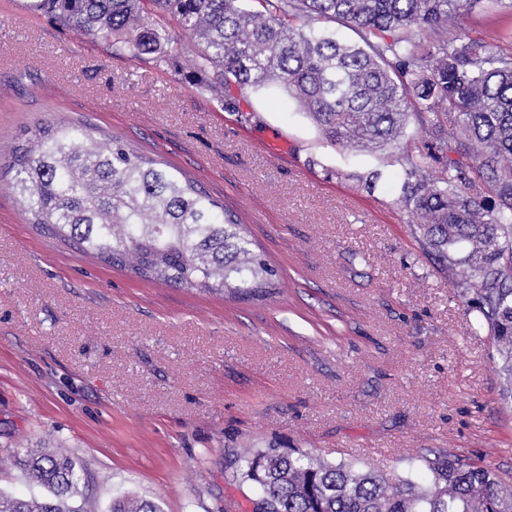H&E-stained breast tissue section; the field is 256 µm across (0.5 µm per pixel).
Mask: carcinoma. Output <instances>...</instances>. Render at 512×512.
<instances>
[{"instance_id":"1","label":"carcinoma","mask_w":512,"mask_h":512,"mask_svg":"<svg viewBox=\"0 0 512 512\" xmlns=\"http://www.w3.org/2000/svg\"><path fill=\"white\" fill-rule=\"evenodd\" d=\"M241 2L30 0V8L156 62L171 42L158 20L172 16L193 40L178 74L207 79L213 92L274 83L335 145L388 144L415 113L438 168L430 154L405 151L403 199L476 325L488 327L512 395V54L500 50L512 44V13L487 39L465 41L448 22L482 0H259V11ZM327 22L359 41L337 39ZM11 167L29 223L89 257L190 290L254 297L276 287L237 214L119 137L102 142L79 125L43 126L15 149ZM240 460L242 479L261 488V512H512V473L451 452L427 460L426 486L301 448L249 450ZM17 464L48 496L0 493V512H95L86 499L69 506L82 469L63 452H27ZM110 512L161 510L127 494Z\"/></svg>"}]
</instances>
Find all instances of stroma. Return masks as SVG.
Instances as JSON below:
<instances>
[{
	"label": "stroma",
	"mask_w": 512,
	"mask_h": 512,
	"mask_svg": "<svg viewBox=\"0 0 512 512\" xmlns=\"http://www.w3.org/2000/svg\"><path fill=\"white\" fill-rule=\"evenodd\" d=\"M0 0V491L41 495L10 463L64 450L108 512H252L245 450L303 448L386 474L450 450L512 472L500 358L402 202L409 115L380 148L330 143L279 89L230 87L236 111L174 63ZM117 136L245 220L277 272L262 300L146 281L37 232L11 153L36 127ZM110 508V512H161L158 504L135 494H127L113 499Z\"/></svg>",
	"instance_id": "obj_1"
}]
</instances>
